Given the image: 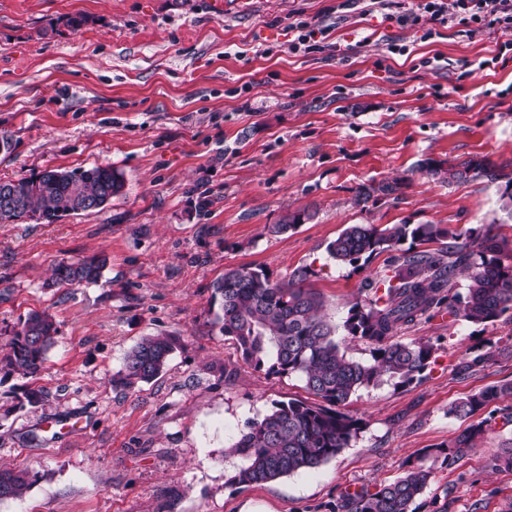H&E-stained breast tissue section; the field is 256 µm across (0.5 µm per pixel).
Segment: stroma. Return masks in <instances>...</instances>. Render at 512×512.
<instances>
[{
  "mask_svg": "<svg viewBox=\"0 0 512 512\" xmlns=\"http://www.w3.org/2000/svg\"><path fill=\"white\" fill-rule=\"evenodd\" d=\"M338 2L0 0V131L14 143L0 180L107 164L126 180L102 210L0 224V346L32 311L58 327L39 374L0 371V466L30 476L0 512H337L461 433L451 404L512 382V318L420 319L399 337L431 340L430 365L410 384L387 378L353 395L342 410L361 425L335 458L260 485L229 482L238 461L224 450L247 422L311 395L297 377L245 364L213 326L211 285L226 268L279 280L310 267L337 342L366 361L369 346L342 323L391 255L336 264L326 247L347 225L435 224L446 235L433 250L488 230L512 246L500 199L512 179V53L476 68L500 33L452 22L423 42L377 12L337 22ZM298 17L332 26L338 51L292 52ZM393 39L407 54L388 52ZM475 156L498 180L444 182L420 168ZM395 179L396 197L357 202L360 184ZM307 206L313 220L268 234ZM99 253L96 283L52 285L57 263ZM153 335L180 339L165 370L113 387ZM478 354L484 365L464 371ZM60 415L83 417V430L46 431ZM511 438L512 422L495 425L453 468L436 467L417 512H512V470L491 463Z\"/></svg>",
  "mask_w": 512,
  "mask_h": 512,
  "instance_id": "stroma-1",
  "label": "stroma"
}]
</instances>
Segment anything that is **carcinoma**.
<instances>
[{"instance_id":"cac0c4a2","label":"carcinoma","mask_w":512,"mask_h":512,"mask_svg":"<svg viewBox=\"0 0 512 512\" xmlns=\"http://www.w3.org/2000/svg\"><path fill=\"white\" fill-rule=\"evenodd\" d=\"M434 178L465 180L470 175L499 178L485 159L470 157L448 169L426 161ZM122 172L110 165L65 171L46 168L27 178L5 182L0 194V223L31 220L52 224L64 214L80 215L103 209L123 193ZM394 181L361 185L357 199L396 194ZM315 217L306 207L286 213L269 227L274 235L286 234ZM445 235L436 224H351L327 246L336 261L355 265L375 254L393 252L384 274L368 283L373 296L351 304L343 328L353 341L371 348L370 362L347 356L336 342V326L323 314L320 292L308 284L313 275L306 266L289 277L273 281L262 268L230 267L212 284V304L217 306L212 324L232 340L243 361L266 375L296 376L322 400L279 401L224 450L241 460L229 482L238 486L264 484L299 471L316 469L347 447L357 421L337 410L359 389L378 385L383 377L413 382L426 370L434 347L428 340L396 339L406 326L443 313L474 324L492 322L512 311V254L504 242L487 233L479 250L454 240L435 251L400 249L407 240L429 242ZM106 258L94 256L77 262L62 261L54 269V282L66 286L98 281ZM466 274L465 292L455 291L457 274ZM57 326L46 313H30L19 321L0 355V369L37 374L54 345ZM176 336H146L127 353L112 386L132 390L157 378L177 348ZM512 397V383L489 386L454 403L448 413L470 424L448 445L426 449L398 479L348 498V512H416L414 504L428 487L435 465L451 468L477 447L492 429L494 412L482 416L491 403ZM23 471L0 468V499L18 497L29 485Z\"/></svg>"}]
</instances>
